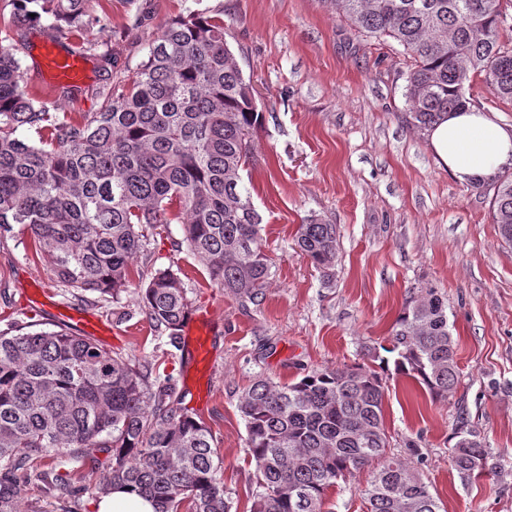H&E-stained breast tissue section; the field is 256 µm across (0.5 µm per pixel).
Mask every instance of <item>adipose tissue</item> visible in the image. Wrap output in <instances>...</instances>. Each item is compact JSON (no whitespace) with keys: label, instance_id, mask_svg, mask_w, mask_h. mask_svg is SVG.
Segmentation results:
<instances>
[{"label":"adipose tissue","instance_id":"adipose-tissue-1","mask_svg":"<svg viewBox=\"0 0 512 512\" xmlns=\"http://www.w3.org/2000/svg\"><path fill=\"white\" fill-rule=\"evenodd\" d=\"M425 136L439 164L462 183L487 180L512 162V127L490 112L445 113Z\"/></svg>","mask_w":512,"mask_h":512}]
</instances>
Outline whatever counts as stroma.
I'll return each mask as SVG.
<instances>
[{
	"mask_svg": "<svg viewBox=\"0 0 512 512\" xmlns=\"http://www.w3.org/2000/svg\"><path fill=\"white\" fill-rule=\"evenodd\" d=\"M197 7L223 17L263 114L241 176L263 218L271 276L261 302L224 293L181 246L177 223L150 238L131 272L172 269L192 310L208 316L213 358L201 381L209 403L191 395L186 336L155 330L134 290L116 303L75 297L18 227L0 236V331L29 320L57 328L28 300L35 284L57 306L96 318L99 346L148 362L152 387L175 388L211 431L217 477L238 512H251L258 488L239 410L244 391L260 375L287 384L314 370L371 365L368 349L386 344L424 288H437L448 301L460 381L439 402L413 379L385 372L388 453L411 463L443 512H512V245L492 222L491 191L456 181L410 126L407 67L394 43L358 36L322 0H151L137 27L135 6L100 0L109 25L96 38L119 68L132 70L160 22ZM312 219L339 230L329 283L295 245L299 225ZM463 420L498 464L495 477L472 485L449 459ZM368 477L364 471L329 489L323 512H366Z\"/></svg>",
	"mask_w": 512,
	"mask_h": 512,
	"instance_id": "35a3bbf8",
	"label": "stroma"
}]
</instances>
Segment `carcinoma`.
<instances>
[{
  "mask_svg": "<svg viewBox=\"0 0 512 512\" xmlns=\"http://www.w3.org/2000/svg\"><path fill=\"white\" fill-rule=\"evenodd\" d=\"M0 29V232L19 224L57 282L119 297L130 261L149 233L177 220L181 243L211 282L239 298L263 296L271 265L261 248L262 216L240 171L262 113L234 53L224 21L192 10L159 26L146 58L127 76L109 73L95 89L96 112L50 109L28 88L13 35L45 23L58 40L101 24L99 0H16ZM367 37L389 38L408 56L405 97L418 132L441 114L475 105V73L512 101V41L503 0H323ZM492 221L512 243V176L494 182ZM296 246L334 277L335 224H301ZM138 296L146 317L176 336L190 310L181 278L169 268L146 274ZM386 351L394 371L413 377L434 400L459 382L448 303L426 288L395 321ZM149 365L112 354L87 336L26 322L0 332V512H19L35 480L55 498L75 496L74 476L44 458L97 463L112 449L100 498L116 485L150 499L155 512H237L218 482L210 431L148 385ZM382 378L360 365L313 371L281 384L255 378L239 409L258 487L251 512H322L323 497L372 462L367 512H440L429 486L407 462L390 457ZM450 460L461 481L495 473L476 431L453 433Z\"/></svg>",
  "mask_w": 512,
  "mask_h": 512,
  "instance_id": "cac0c4a2",
  "label": "carcinoma"
}]
</instances>
